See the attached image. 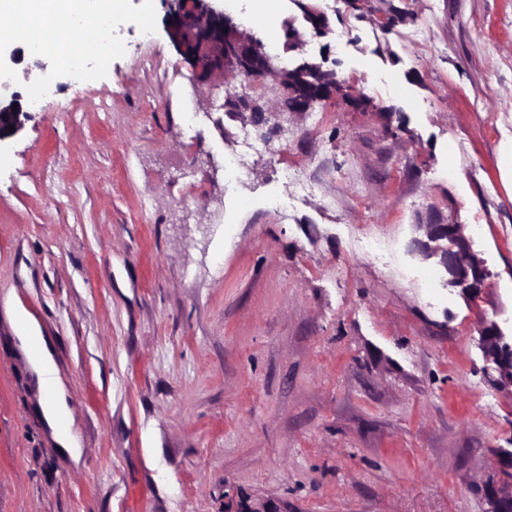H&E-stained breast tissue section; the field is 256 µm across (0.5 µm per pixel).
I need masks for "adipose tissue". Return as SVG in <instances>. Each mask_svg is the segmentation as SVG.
Here are the masks:
<instances>
[{
  "mask_svg": "<svg viewBox=\"0 0 512 512\" xmlns=\"http://www.w3.org/2000/svg\"><path fill=\"white\" fill-rule=\"evenodd\" d=\"M118 6V0H99V7L95 10L91 9L89 0H0V38L12 39L23 35L35 42L40 51L49 52L56 47L52 32L66 34L83 28L91 31L92 36L73 44V52L90 50L100 54L104 51L99 38L103 28L102 17ZM21 17L27 20L22 27L17 24ZM15 317L22 327V347L37 375L43 395V414L59 445L75 451L77 442L72 434L73 420L48 342L38 324L24 311H17Z\"/></svg>",
  "mask_w": 512,
  "mask_h": 512,
  "instance_id": "ef3b65f1",
  "label": "adipose tissue"
}]
</instances>
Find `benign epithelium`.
Here are the masks:
<instances>
[{
    "label": "benign epithelium",
    "mask_w": 512,
    "mask_h": 512,
    "mask_svg": "<svg viewBox=\"0 0 512 512\" xmlns=\"http://www.w3.org/2000/svg\"><path fill=\"white\" fill-rule=\"evenodd\" d=\"M214 0H186L174 10L170 35L184 62L191 67L197 85L216 87L215 76L223 82L249 83L262 81L269 93L271 112L281 118V103H288V112H307L312 105L335 96L349 95L359 104L366 96L361 91L346 93L345 85L325 84L321 76L335 74L325 67L329 52L320 60H302L292 67H282L263 49L259 38L244 33L234 18L213 6ZM306 18L314 35L324 36L329 30L325 13L306 4ZM27 113L23 112L20 95L0 92V140L11 136L9 127L19 131ZM418 236L412 240L413 251L424 259H433L444 270L445 284L468 304L481 300L490 275L482 252L464 232V225L453 220L446 224H417ZM481 351L483 374L499 389L512 391V331L496 320H484L476 341ZM497 479L481 483L489 505L487 512H512V448L497 452Z\"/></svg>",
    "instance_id": "7a95c632"
}]
</instances>
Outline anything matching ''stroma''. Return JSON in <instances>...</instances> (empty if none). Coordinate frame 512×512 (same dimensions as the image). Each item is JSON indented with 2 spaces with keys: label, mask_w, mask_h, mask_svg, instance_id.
Wrapping results in <instances>:
<instances>
[{
  "label": "stroma",
  "mask_w": 512,
  "mask_h": 512,
  "mask_svg": "<svg viewBox=\"0 0 512 512\" xmlns=\"http://www.w3.org/2000/svg\"><path fill=\"white\" fill-rule=\"evenodd\" d=\"M173 3L123 0L103 56L0 44L29 114L0 140V512H486L472 483L512 444V393L473 341L512 310V0H316L320 38L292 0H224L279 65L329 48L372 100L331 99L315 130L289 115L279 162L247 156L236 195L245 124L195 88ZM284 165L319 192L294 197ZM430 210L482 251L478 306L412 253ZM17 308L51 344L77 453ZM15 317L22 326V336H19L22 347L29 357L43 394L41 403L43 414L59 445L69 452H74L79 447L72 434L73 420L67 404L65 388L58 376L48 342L41 334L38 324L23 310H17Z\"/></svg>",
  "instance_id": "35a3bbf8"
}]
</instances>
